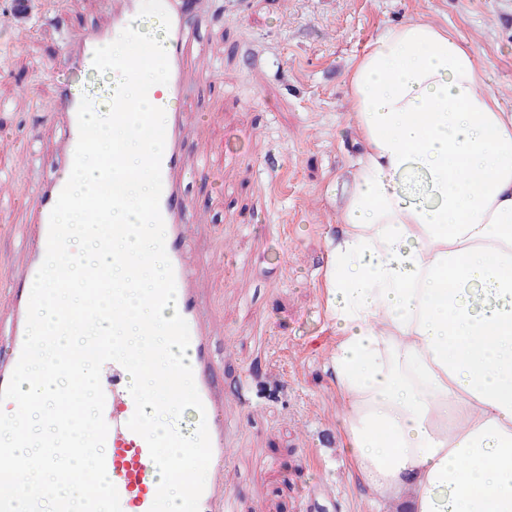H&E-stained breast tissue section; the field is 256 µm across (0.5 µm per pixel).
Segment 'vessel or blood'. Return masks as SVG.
<instances>
[{"label":"vessel or blood","mask_w":512,"mask_h":512,"mask_svg":"<svg viewBox=\"0 0 512 512\" xmlns=\"http://www.w3.org/2000/svg\"><path fill=\"white\" fill-rule=\"evenodd\" d=\"M209 3L210 0H163L171 27L165 41L170 78L164 94L155 99L157 106L169 111L161 163L160 212L167 227L165 248L174 271L177 309L189 326L188 360L206 410L212 446L210 475L200 498L199 512H235V499L227 479L235 430L225 414L224 385L218 380L212 351L215 315L203 299L199 268L186 253L195 226L187 220L188 203L182 194L185 173L202 179L211 174L209 151H201L189 170L184 167L182 153L188 125L183 101L192 78L188 61L206 53L196 37L193 20ZM140 5L141 0H109L104 21L69 44L63 65L74 70L75 75L58 82L54 92V111L63 130L58 146L60 174L36 191L32 200L37 221L35 232L14 263L20 276L16 282L0 286V312L8 314L9 334L5 348L0 350V388L8 384L21 355L31 289L47 250L50 214L63 189L60 175L73 166L81 102L76 78L84 74L87 63L106 45L111 32L125 28L136 18ZM128 386L124 380L105 393L104 418L109 426L106 443L111 451L108 477L118 490L122 512H150L160 477L145 440L127 426L135 411Z\"/></svg>","instance_id":"1"}]
</instances>
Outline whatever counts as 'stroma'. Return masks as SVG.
Returning a JSON list of instances; mask_svg holds the SVG:
<instances>
[{
  "instance_id": "35a3bbf8",
  "label": "stroma",
  "mask_w": 512,
  "mask_h": 512,
  "mask_svg": "<svg viewBox=\"0 0 512 512\" xmlns=\"http://www.w3.org/2000/svg\"><path fill=\"white\" fill-rule=\"evenodd\" d=\"M252 0L224 19L212 0L196 21L206 71L186 100V162L209 145L213 177L184 195L208 220L192 254L217 255L209 285L227 412L238 419L230 479L236 512H394L375 503L342 451L343 406L328 369L335 336L323 271L342 186L358 155L348 126L347 71L383 28L422 17L447 27L488 67L489 90L512 108V0ZM0 0V283L34 217L27 203L53 170L48 107L67 36L96 26L101 0H66L63 25L34 10L26 32Z\"/></svg>"
}]
</instances>
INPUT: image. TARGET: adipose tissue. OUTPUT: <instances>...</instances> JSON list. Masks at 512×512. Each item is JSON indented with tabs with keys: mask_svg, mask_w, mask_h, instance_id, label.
Wrapping results in <instances>:
<instances>
[{
	"mask_svg": "<svg viewBox=\"0 0 512 512\" xmlns=\"http://www.w3.org/2000/svg\"><path fill=\"white\" fill-rule=\"evenodd\" d=\"M420 18L348 72L360 157L329 241L330 365L359 482L413 512H512V109Z\"/></svg>",
	"mask_w": 512,
	"mask_h": 512,
	"instance_id": "1",
	"label": "adipose tissue"
}]
</instances>
